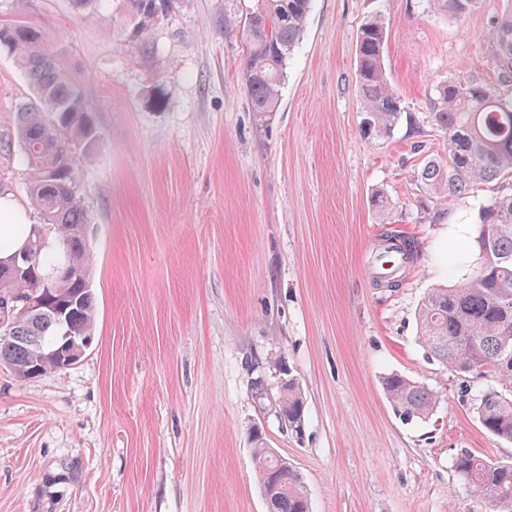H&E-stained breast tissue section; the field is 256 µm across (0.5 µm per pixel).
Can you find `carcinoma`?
Returning a JSON list of instances; mask_svg holds the SVG:
<instances>
[{
    "label": "carcinoma",
    "instance_id": "obj_1",
    "mask_svg": "<svg viewBox=\"0 0 512 512\" xmlns=\"http://www.w3.org/2000/svg\"><path fill=\"white\" fill-rule=\"evenodd\" d=\"M311 0H257L246 26L243 79L253 111L262 121L279 107L286 62L300 41ZM457 19L474 11L479 0H435ZM164 0L136 9L134 37L143 36L163 15ZM491 47L499 83L450 82L437 88L431 111L446 136L448 162L425 163L421 178L433 192L450 197L499 182L482 208L474 243L476 267L463 284L431 289L417 313L419 338L442 364L461 376L491 372L512 386V7L492 26ZM386 35L378 19L367 21L359 37L356 81L366 113V129L389 133L401 116V100L384 66ZM13 53L32 83L37 101L16 112V137L27 167L28 191L39 215L28 242L34 244L27 271L0 270V323L10 338L0 339V360L14 375L28 369L41 350L56 346L66 329L93 334L97 296L90 288L87 213L80 187V166L90 158L98 131L80 82L68 65V51L46 28L20 23L0 28V47ZM29 293L65 307L58 315L32 317L13 309L12 295ZM399 416L425 420L438 393L398 373L382 380ZM256 405L276 413L288 410V430L302 433L305 397L288 377L277 393L262 375L251 384ZM277 406H272L269 396ZM474 413L490 434L512 442V389H486ZM253 461L267 512H310L299 472L280 476L281 460L268 448L262 431L252 432ZM453 470L478 490L490 512H512V460H486L467 451Z\"/></svg>",
    "mask_w": 512,
    "mask_h": 512
}]
</instances>
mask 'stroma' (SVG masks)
Returning a JSON list of instances; mask_svg holds the SVG:
<instances>
[{
    "label": "stroma",
    "instance_id": "1",
    "mask_svg": "<svg viewBox=\"0 0 512 512\" xmlns=\"http://www.w3.org/2000/svg\"><path fill=\"white\" fill-rule=\"evenodd\" d=\"M117 0L77 16L70 0H0V26H45L68 49L99 130L82 197L98 308L90 350L62 373L0 367V512H266L249 432L295 464L311 512H489L460 481L461 451L512 457L473 411L490 373L463 377L418 338L426 292L472 264L493 186L451 200L419 175L443 160L438 86L497 84L489 33L512 0L458 20L432 0H312L279 110L259 121L243 89L256 0H174L143 42ZM386 28L402 114L364 132L356 83L363 24ZM34 90L0 50V192L39 218L15 136ZM383 194L386 209L372 199ZM392 232L420 259L377 282ZM282 359L305 394L302 435L259 413L250 383ZM436 390L426 420L395 413L381 380Z\"/></svg>",
    "mask_w": 512,
    "mask_h": 512
}]
</instances>
